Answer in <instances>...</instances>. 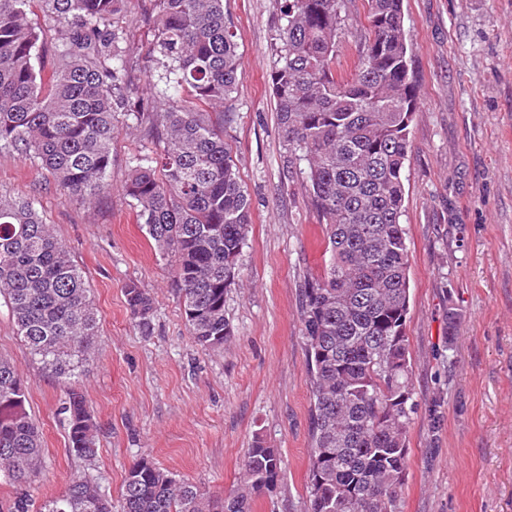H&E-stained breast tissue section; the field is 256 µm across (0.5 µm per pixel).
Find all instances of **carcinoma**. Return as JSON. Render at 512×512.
I'll use <instances>...</instances> for the list:
<instances>
[{
    "instance_id": "obj_1",
    "label": "carcinoma",
    "mask_w": 512,
    "mask_h": 512,
    "mask_svg": "<svg viewBox=\"0 0 512 512\" xmlns=\"http://www.w3.org/2000/svg\"><path fill=\"white\" fill-rule=\"evenodd\" d=\"M124 0H0V149L36 161L57 190L93 203L107 189L119 116L159 144L136 155L125 194L174 281L195 342L220 350L232 336L224 294L239 278L250 204L224 112L241 76L224 0H150V77L179 92L146 96L132 75L128 35L106 22ZM269 74L288 150L321 223L329 264L302 290L310 373L308 512H398L413 400L406 334L409 248L400 218L409 128L418 108L403 0H369V31L354 71L336 72V43L349 30L345 0H281ZM67 22L53 66L32 21L34 8ZM132 318L150 328L154 299L124 286ZM0 297L16 335L51 373L75 379L92 349L97 319L82 271L31 198L0 195ZM459 314L448 301V348ZM27 387L0 357V482L21 485L43 464L42 434L26 408ZM61 414L69 447L91 462L98 425L72 388ZM280 474L276 449H248L238 489L218 497L172 477L152 460L129 468L119 512H251ZM9 512H112L94 480L36 507L19 497Z\"/></svg>"
}]
</instances>
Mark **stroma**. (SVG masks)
<instances>
[{"instance_id":"1","label":"stroma","mask_w":512,"mask_h":512,"mask_svg":"<svg viewBox=\"0 0 512 512\" xmlns=\"http://www.w3.org/2000/svg\"><path fill=\"white\" fill-rule=\"evenodd\" d=\"M149 0H127L109 19L126 31L139 86L152 38ZM242 75L226 106L224 139L250 199L239 284L224 308L223 349L189 334L170 261L155 253L123 191L135 154L154 141L119 127L109 188L93 205L60 194L36 162L0 151V194L37 201L86 278L98 336L76 383L99 425L94 463L69 446L59 410L71 385L46 373L15 333L0 299V356L28 388L42 432L40 473L0 482V512L19 495H61L87 473L119 500L128 468L152 459L216 495L238 487L255 439L277 449L276 487L252 512H308L311 398L301 291L330 255L287 150L269 88L279 0H224ZM350 33L336 70L354 71L368 0H347ZM419 105L410 126L401 222L410 253L406 332L417 412L408 429L399 512H512V0H404ZM150 292L149 332L132 319L123 287ZM460 322L448 340V306Z\"/></svg>"}]
</instances>
